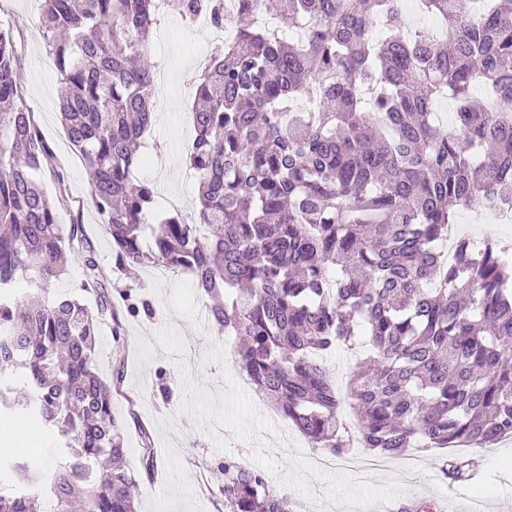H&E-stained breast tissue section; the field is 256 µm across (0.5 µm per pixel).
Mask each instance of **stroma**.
I'll list each match as a JSON object with an SVG mask.
<instances>
[{"mask_svg":"<svg viewBox=\"0 0 512 512\" xmlns=\"http://www.w3.org/2000/svg\"><path fill=\"white\" fill-rule=\"evenodd\" d=\"M38 16L37 0H0V23L9 25L21 42L19 75L26 99L62 166L71 199L58 220L68 225L77 218L84 224L108 291L142 289L157 311L152 319L124 321V355L113 350L109 320L101 326L96 349L98 372L120 379L125 391L114 398L113 409L124 423L131 472L140 470L141 428H148L153 437L157 473L145 482L137 512H224L217 490L223 478L208 471L217 456L262 471L288 495L296 512H378L383 503L416 512L423 499L444 498L451 492L468 512H512V438L479 450L481 467L475 480L452 484L441 473L446 456L442 449L409 450L390 459L383 470L356 479L340 466L314 468L309 446L273 445L267 424L273 407L257 401L254 389L240 385L232 347L201 319L204 302L192 277L179 272L163 278L152 267L132 275L115 273L111 240L89 197L90 172L70 146L56 110L57 70L46 51ZM159 31L151 56L165 80L155 88L157 120L147 135L148 161L135 168L134 176L154 185L159 202L176 197L187 209L197 184L184 155L194 136L190 112L197 62L211 49V35L204 26L185 28L172 14L162 20ZM489 213L486 207L459 211L457 235L512 243V224L487 223ZM161 369L175 389L168 407L158 400L156 373ZM17 425L26 426L29 436L11 455L0 453V463L22 457L54 466L61 452L59 438L20 412H0V430Z\"/></svg>","mask_w":512,"mask_h":512,"instance_id":"obj_1","label":"stroma"}]
</instances>
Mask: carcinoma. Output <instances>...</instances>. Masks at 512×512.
Returning <instances> with one entry per match:
<instances>
[{"label": "carcinoma", "mask_w": 512, "mask_h": 512, "mask_svg": "<svg viewBox=\"0 0 512 512\" xmlns=\"http://www.w3.org/2000/svg\"><path fill=\"white\" fill-rule=\"evenodd\" d=\"M39 2L62 124L93 175L117 270L190 273L212 326L243 337L235 363L255 390L333 457L352 446L347 402L358 444L384 458L512 436V248L460 238L451 263L439 251L458 209L512 198V0H419L447 22L443 38L405 29L401 0H237L229 20L224 0ZM165 8L235 30L196 83L188 215L159 210L133 178ZM300 24L298 42L286 30ZM18 66L0 27V407L40 419L63 454L50 469L14 462L22 482L0 491V512H46L48 498L57 512H135L143 481L124 466L112 383L95 364L115 297L83 225L58 222L69 195ZM445 95L457 106L448 131L434 123ZM68 252L87 269L76 297L51 288ZM117 294L126 316L154 315L136 289ZM359 342L368 355L343 393L322 355ZM141 437L150 479L156 456ZM475 464L454 456L442 472L468 481ZM215 466L225 512H292L262 471Z\"/></svg>", "instance_id": "cac0c4a2"}]
</instances>
